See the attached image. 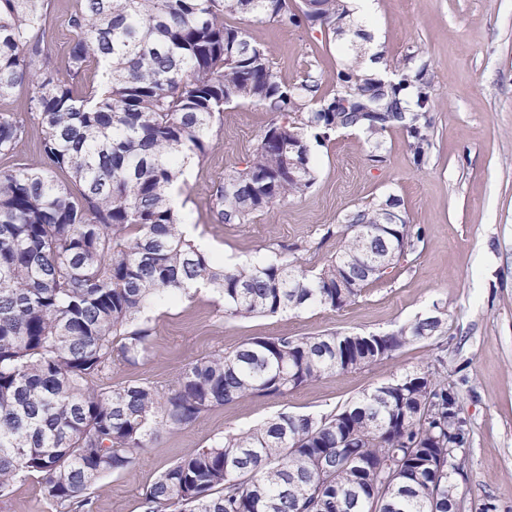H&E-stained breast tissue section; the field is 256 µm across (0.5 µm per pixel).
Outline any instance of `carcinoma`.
<instances>
[{"label":"carcinoma","mask_w":512,"mask_h":512,"mask_svg":"<svg viewBox=\"0 0 512 512\" xmlns=\"http://www.w3.org/2000/svg\"><path fill=\"white\" fill-rule=\"evenodd\" d=\"M237 16L364 37L347 0H80L69 71L107 64L111 79L103 94L77 96L41 59L44 0H0V98L31 85L43 128V161L0 169V497L35 473L56 512H91L101 478L132 465L162 431L441 333L433 316L383 335L256 337L190 363L164 391L109 384L113 366L150 356L141 315L156 299L202 285L228 317L340 309L424 242L395 197L348 211L336 259L314 274L288 263L223 268L184 236L168 190L185 160L205 153L227 104L257 103L288 120L224 178L216 211L226 224L312 186L310 160L288 171L309 152L310 132L359 129L372 141L400 130L417 162L431 145L432 72L420 49L387 79L353 55L330 95L310 74L283 83L268 51L228 24ZM349 87L350 109L326 111ZM409 87L413 109L401 97ZM23 134L0 114V156ZM458 404L439 356L335 412L281 413L190 449L144 489L141 512H459L470 433Z\"/></svg>","instance_id":"1"}]
</instances>
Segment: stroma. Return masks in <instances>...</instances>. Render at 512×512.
<instances>
[{
    "instance_id": "stroma-1",
    "label": "stroma",
    "mask_w": 512,
    "mask_h": 512,
    "mask_svg": "<svg viewBox=\"0 0 512 512\" xmlns=\"http://www.w3.org/2000/svg\"><path fill=\"white\" fill-rule=\"evenodd\" d=\"M378 54L390 68L421 48L432 64L429 90L432 147L414 163L402 132L393 131L372 164L363 133L342 131L310 139L315 182L304 194L277 201L246 223H222L217 189L248 157L280 114L244 102L216 116L203 155L176 187L195 233L219 246L224 265L288 262L306 272L335 258L344 214L388 196L403 202L409 223L420 227L426 248L404 256L350 304L274 316L228 318L224 302L202 288L192 296L155 303L143 316L153 329L152 354L112 370V385L131 381L165 390L190 363L230 351L252 337L384 334L432 313L443 321L439 338L405 345L395 356L301 386L285 397L256 396L215 407L190 425L164 431L126 470L104 476L92 494L93 512H140L146 486L187 450L260 425L282 412L320 416L338 410L375 386L432 364L438 354L466 379L459 408L471 430L461 512H512V0H375ZM77 0H46L42 56L76 94L100 85L89 69L70 79L69 24ZM246 37L270 53L282 82L307 75L331 82L359 51L354 36L331 38L273 20L239 22ZM28 87L0 100V114L26 130L6 164L39 162L43 130L29 109ZM0 512H55L39 475L18 478Z\"/></svg>"
}]
</instances>
